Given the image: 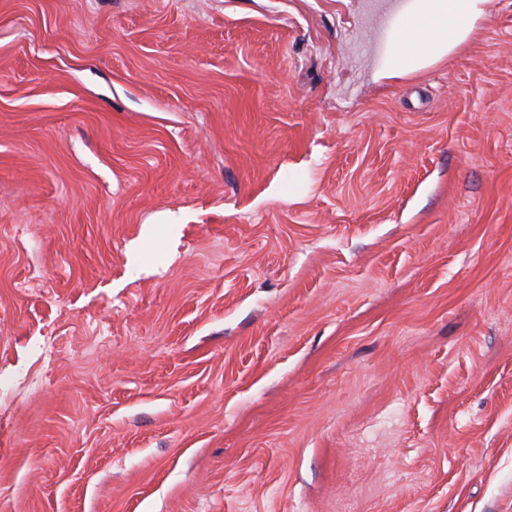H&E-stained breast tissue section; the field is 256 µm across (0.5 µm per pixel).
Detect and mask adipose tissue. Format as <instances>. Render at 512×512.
<instances>
[{
  "label": "adipose tissue",
  "mask_w": 512,
  "mask_h": 512,
  "mask_svg": "<svg viewBox=\"0 0 512 512\" xmlns=\"http://www.w3.org/2000/svg\"><path fill=\"white\" fill-rule=\"evenodd\" d=\"M492 0H409L398 36L379 75L402 78L425 70L468 44L490 15Z\"/></svg>",
  "instance_id": "obj_1"
}]
</instances>
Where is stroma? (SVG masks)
I'll return each mask as SVG.
<instances>
[{
	"mask_svg": "<svg viewBox=\"0 0 512 512\" xmlns=\"http://www.w3.org/2000/svg\"><path fill=\"white\" fill-rule=\"evenodd\" d=\"M372 21L0 0V512H512V0ZM398 15V36L379 71L384 79L425 70L468 44L490 15L492 0H411Z\"/></svg>",
	"mask_w": 512,
	"mask_h": 512,
	"instance_id": "stroma-1",
	"label": "stroma"
}]
</instances>
